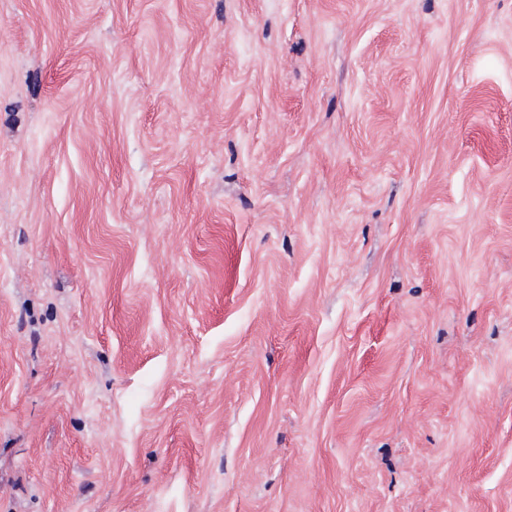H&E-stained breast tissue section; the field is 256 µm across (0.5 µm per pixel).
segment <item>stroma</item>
<instances>
[{
  "mask_svg": "<svg viewBox=\"0 0 512 512\" xmlns=\"http://www.w3.org/2000/svg\"><path fill=\"white\" fill-rule=\"evenodd\" d=\"M0 512H512V0H0Z\"/></svg>",
  "mask_w": 512,
  "mask_h": 512,
  "instance_id": "stroma-1",
  "label": "stroma"
}]
</instances>
